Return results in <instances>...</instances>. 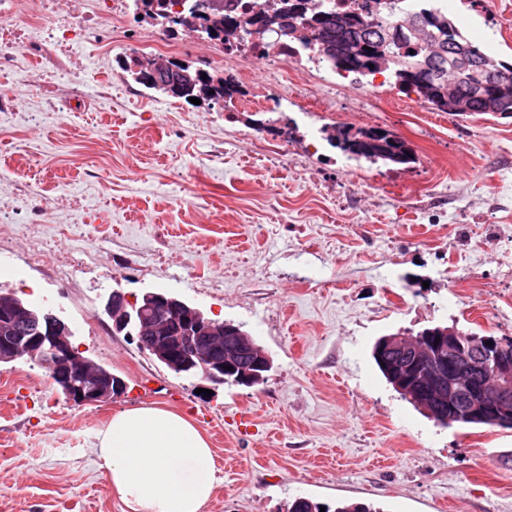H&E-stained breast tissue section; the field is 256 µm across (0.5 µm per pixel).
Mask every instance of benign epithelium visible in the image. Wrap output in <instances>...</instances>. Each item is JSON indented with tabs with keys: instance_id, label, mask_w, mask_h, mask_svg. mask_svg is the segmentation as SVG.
<instances>
[{
	"instance_id": "1",
	"label": "benign epithelium",
	"mask_w": 512,
	"mask_h": 512,
	"mask_svg": "<svg viewBox=\"0 0 512 512\" xmlns=\"http://www.w3.org/2000/svg\"><path fill=\"white\" fill-rule=\"evenodd\" d=\"M143 79L165 86L174 96L192 97L197 85L164 58L156 60ZM105 309L115 331L136 337L140 346L176 370L201 368L205 380L215 386L224 385L231 365L224 359V349L234 354L247 339L233 323L209 318L198 307L164 292H147L138 303L114 289ZM0 316L35 325L31 334L0 351V361L21 355L45 368L65 398L77 405L108 402L118 394L111 376L92 373L95 363L72 345L68 324L52 310H36L12 294H3ZM435 337L439 342L431 343L421 356L411 352L401 335L378 343L376 352L398 353L394 370L405 383L416 378L431 388L448 385V418L512 427V337L465 336L453 328L438 329ZM486 373L496 379L489 394L478 381Z\"/></svg>"
}]
</instances>
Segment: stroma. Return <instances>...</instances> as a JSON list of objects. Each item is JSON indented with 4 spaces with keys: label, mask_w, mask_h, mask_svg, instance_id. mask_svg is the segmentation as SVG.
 <instances>
[{
    "label": "stroma",
    "mask_w": 512,
    "mask_h": 512,
    "mask_svg": "<svg viewBox=\"0 0 512 512\" xmlns=\"http://www.w3.org/2000/svg\"><path fill=\"white\" fill-rule=\"evenodd\" d=\"M23 36L0 67V289L48 307L84 356L126 389L78 406L44 369L0 363V512H127L99 438L113 414L156 405L190 419L214 451L203 512H288L298 497L335 512H512V430L444 427L380 374L382 336L448 326L512 337V117L451 116L415 96L261 60L224 63L179 37L184 62L291 91L292 136L272 167L220 104L135 83L121 57L162 33L118 0H5ZM94 25H87L88 17ZM448 16L512 62V0H453ZM380 128L414 150L370 164L310 128ZM468 270L453 269L457 252ZM162 291L240 325L269 354L260 385L174 374L112 329L113 289ZM250 411L249 434L237 430Z\"/></svg>",
    "instance_id": "1"
}]
</instances>
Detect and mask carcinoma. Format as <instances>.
I'll return each instance as SVG.
<instances>
[{
  "label": "carcinoma",
  "mask_w": 512,
  "mask_h": 512,
  "mask_svg": "<svg viewBox=\"0 0 512 512\" xmlns=\"http://www.w3.org/2000/svg\"><path fill=\"white\" fill-rule=\"evenodd\" d=\"M300 0H279L271 10L244 14H220L213 27L223 35L239 32L258 41L287 38L306 49L317 51L335 72L366 77L388 71L394 85L404 93H413L421 104L452 116L495 112L512 115V64L487 56L481 46L465 37L448 19V13L423 6L407 8V0H365L352 10H337L324 0H305L309 7L300 11ZM466 49L467 69H457L454 50ZM153 55L133 54L120 61L123 71L143 83L141 75ZM183 72L193 78L207 75L203 95L214 92L232 98L229 79L189 63ZM329 139L356 159L372 164H408L415 160L409 144L376 128L358 130L332 128ZM263 352L258 343L235 355L239 371L251 369L256 355ZM413 405H433V390L416 393L410 384L398 389Z\"/></svg>",
  "instance_id": "1"
}]
</instances>
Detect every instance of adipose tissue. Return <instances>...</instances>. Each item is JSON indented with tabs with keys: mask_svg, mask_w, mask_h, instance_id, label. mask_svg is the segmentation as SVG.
<instances>
[{
	"mask_svg": "<svg viewBox=\"0 0 512 512\" xmlns=\"http://www.w3.org/2000/svg\"><path fill=\"white\" fill-rule=\"evenodd\" d=\"M100 458L113 495L129 512H203L216 488L209 442L192 421L163 407L113 415Z\"/></svg>",
	"mask_w": 512,
	"mask_h": 512,
	"instance_id": "adipose-tissue-1",
	"label": "adipose tissue"
}]
</instances>
